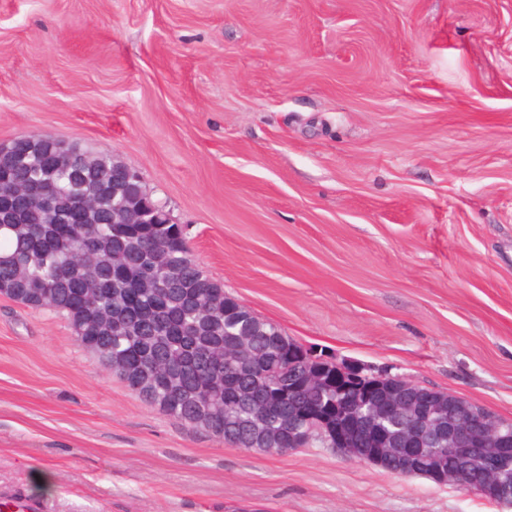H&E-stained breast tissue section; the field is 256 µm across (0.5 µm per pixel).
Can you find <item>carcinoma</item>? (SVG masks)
I'll return each instance as SVG.
<instances>
[{"instance_id":"1","label":"carcinoma","mask_w":512,"mask_h":512,"mask_svg":"<svg viewBox=\"0 0 512 512\" xmlns=\"http://www.w3.org/2000/svg\"><path fill=\"white\" fill-rule=\"evenodd\" d=\"M114 159L52 136L0 153V286L32 309L62 312L78 344L162 413L235 448L261 428L288 431L318 408L335 420L370 410L364 393L297 385L314 365L302 345L224 292L193 257L163 206L112 178ZM50 192L46 206L40 191ZM93 195L97 212L82 204ZM132 211L139 224L122 223ZM400 447L419 436L408 408Z\"/></svg>"}]
</instances>
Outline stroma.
<instances>
[{"mask_svg": "<svg viewBox=\"0 0 512 512\" xmlns=\"http://www.w3.org/2000/svg\"><path fill=\"white\" fill-rule=\"evenodd\" d=\"M137 170L225 292L512 420V0H0V144ZM41 512H512L234 448L0 296V499Z\"/></svg>", "mask_w": 512, "mask_h": 512, "instance_id": "1", "label": "stroma"}]
</instances>
